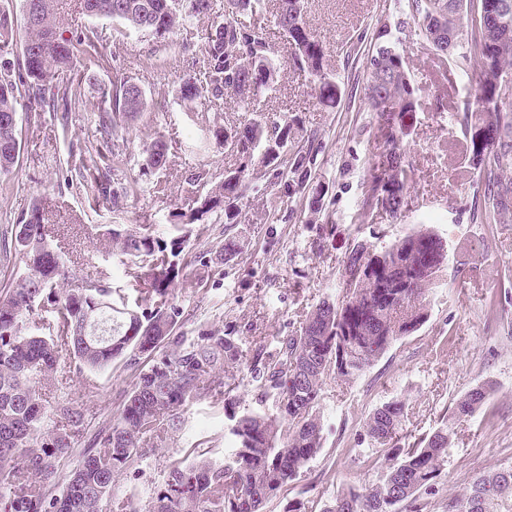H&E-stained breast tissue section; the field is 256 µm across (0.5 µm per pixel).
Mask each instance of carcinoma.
<instances>
[{
    "label": "carcinoma",
    "instance_id": "carcinoma-1",
    "mask_svg": "<svg viewBox=\"0 0 512 512\" xmlns=\"http://www.w3.org/2000/svg\"><path fill=\"white\" fill-rule=\"evenodd\" d=\"M24 2L34 5L35 20L24 23L20 40L17 16L0 5V54L20 46L18 67L0 71V174L10 173L18 159V127L10 121L20 99L28 100L39 118L52 113L68 134V112L83 103L82 83L72 72L98 66L100 48L121 44L130 30L178 54L186 44L175 37L188 19H214L178 87L187 102L215 106L233 99L252 112L277 72L272 46L256 24L243 19L263 14L266 0H226L222 9L217 0ZM407 8L410 27L432 49L438 67L446 71L467 63L478 73L477 107L467 118L470 170L486 188L485 223L512 224V92L504 84L512 73V0H407ZM75 10L118 26L108 34L76 30L66 37ZM274 18L287 36L294 66L314 78L322 102L333 104L338 86L327 70L323 42L304 18V0H277ZM463 35L467 49L458 57ZM404 65L391 26L382 25L366 92L380 128V152L364 177L362 214L382 210L394 221L414 182L405 120L429 97L425 87L412 85ZM145 108L141 89L115 75L98 106L103 148L70 149L71 170L116 210L139 192L137 180L117 185L112 173L127 164L126 130ZM226 136L236 142L237 168L170 215L169 241L157 238L147 224L106 230L109 248L134 266L125 289L112 287L108 276L71 274L70 258L53 246L45 229L46 196L0 232V252L13 250L28 266L25 275L0 290V512H103L115 478L138 470L165 447L184 427L190 406L205 399L224 407L232 452L219 461L211 446L194 444L168 459L165 477L145 502L115 501L112 512H264L323 448L318 405L326 378L360 375L425 322L429 291L448 262V246L421 227L381 251L354 244L343 261L340 297L316 304L299 329L277 337L274 346L259 337L247 356L232 329L202 325L192 336L178 331L183 309L172 286L186 264V234L208 232L205 220L219 210L224 223H245L241 202L253 180L263 178L277 188L273 209L306 192L322 149L317 133H303L298 118L261 116L229 128L209 125L195 147L202 150L208 140ZM145 153L148 171L166 167L163 141ZM245 246V240L230 238L201 266L225 264ZM128 289L136 293L132 301ZM141 355L150 363H138ZM67 356L91 372L118 361L134 367L132 388L112 424L98 427L81 448L87 411L70 401H50L44 389ZM247 378L258 383L262 397L275 399L276 414L241 409L239 389ZM488 397L487 384L470 389L450 415L407 449L399 446L405 403L375 408L365 427L375 444L388 449L386 474L368 488L337 493L322 512H397L402 502L425 512L420 492L433 489L443 471L452 424L472 416ZM447 512H512V466L476 476L463 493L448 499Z\"/></svg>",
    "mask_w": 512,
    "mask_h": 512
}]
</instances>
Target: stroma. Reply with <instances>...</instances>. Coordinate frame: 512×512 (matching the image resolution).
Instances as JSON below:
<instances>
[{"label": "stroma", "instance_id": "stroma-1", "mask_svg": "<svg viewBox=\"0 0 512 512\" xmlns=\"http://www.w3.org/2000/svg\"><path fill=\"white\" fill-rule=\"evenodd\" d=\"M404 15V0H308L305 18L324 42L328 67L339 81L338 100L331 107L321 103L312 77L292 64L287 39L272 15L261 16L262 32L282 66L273 91L261 96L256 107L275 119L299 116L305 130L318 133L322 149L313 177L329 187L320 220L311 221L303 199L286 203L280 218L272 219L267 195L249 193L243 200L248 223L228 226L223 214L214 213L208 217V235L190 237L186 253L192 261L174 287L185 332L202 322L232 327L247 344L256 336L293 334L304 312L337 298L342 261L354 243L379 250L420 224L433 226L448 243V265L430 293L424 325L393 343L362 375L346 382L326 379L319 402L323 447L264 512H282L295 497L304 500L306 512H321L338 491L379 482L386 471L384 455L365 432L376 407L406 402L402 441L408 444L431 432L454 400L487 381L493 390L486 404L455 426L427 512H444L449 497L462 493L478 474L512 465V227L482 223L483 190L460 178L470 165L461 148L467 136L463 113L476 73L468 66L439 71L420 37L407 29L400 39L408 77L431 90L428 105L405 126L416 182L402 220L392 221L380 210L361 213L364 175L380 140L365 95L369 60L379 26ZM116 55L124 58L128 79L141 88L147 103L130 126L131 161L124 171L126 178H139L141 191L117 214L96 200L82 179L61 181L70 142L99 137L97 104L112 80ZM187 67L184 58L162 61L152 38L133 32L120 47H104L100 66L83 74L85 102L69 113L68 131L51 118L19 110L18 161L10 174L0 175V186L6 188L0 193V226L18 223L38 194L50 193L55 206L48 229L55 244L69 253L75 276L104 272L125 284V258L102 250L108 225L150 224L159 238L168 239L170 214L193 200L191 174L205 172L207 181L197 190L203 193L207 182L223 178L225 168L235 163L218 141H209L202 152L193 149L203 125L249 118L228 105L206 113L201 104L178 101L174 91ZM159 137L167 144L168 164L140 176L142 152ZM448 142L454 150H445ZM323 224L333 227V235L321 236ZM228 235L244 237V251L226 265L202 268L198 255L216 250ZM132 381V370L120 362L94 373L67 359L52 376L54 396L83 403L97 424L112 421ZM203 436L212 437L216 455L233 446L221 405L208 400L192 405L184 431L147 459L137 475L116 478L113 496L145 498L162 480L168 457L181 455Z\"/></svg>", "mask_w": 512, "mask_h": 512}]
</instances>
